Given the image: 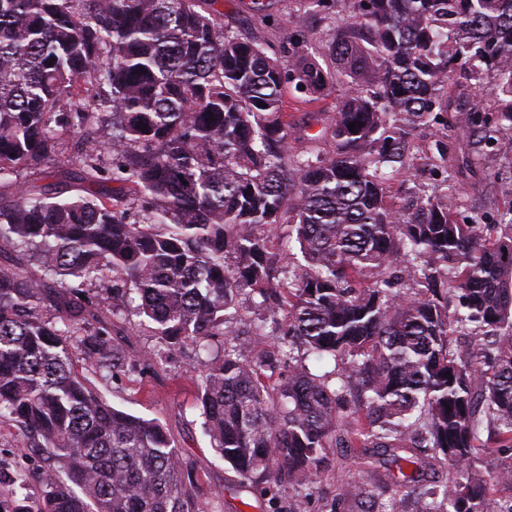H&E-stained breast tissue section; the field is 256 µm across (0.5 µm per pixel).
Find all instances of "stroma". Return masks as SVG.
<instances>
[{
    "label": "stroma",
    "instance_id": "stroma-1",
    "mask_svg": "<svg viewBox=\"0 0 512 512\" xmlns=\"http://www.w3.org/2000/svg\"><path fill=\"white\" fill-rule=\"evenodd\" d=\"M221 2L225 29L241 39L263 44L271 53L279 52L285 32L303 30L311 43L318 45L330 29L347 21L346 14L332 9L324 13L306 11L303 0H264L265 12L261 15L255 12L253 0ZM344 93V86H336L311 105L287 96L285 108L299 133L291 143L294 154L333 151L334 142L325 130ZM466 123V113L451 110L444 114L442 125L417 131L412 181L404 182L396 175L385 183L394 201L404 198L408 186L427 187L444 176L455 188L459 219L475 217L490 222L497 208L512 200V140L503 138L489 146L469 145L463 135ZM440 143L447 149V168L443 171L433 166ZM195 378L194 354L188 350L171 354L159 372L139 370L101 383L100 388L114 407L157 419L167 429L181 454L196 465L205 512H287L294 495L291 485L283 482L273 492H266L263 483L242 479L211 448L195 405ZM43 466L41 451L26 447L18 429L0 421V477L9 478L19 469L36 472ZM411 471V466L397 467L385 456L368 465L358 458L356 449H335L305 512H330L340 492L345 495L340 512H365L366 503L349 494L355 486L370 490L386 487L388 496L402 499L404 512H414L413 500L406 497L402 485L404 475Z\"/></svg>",
    "mask_w": 512,
    "mask_h": 512
}]
</instances>
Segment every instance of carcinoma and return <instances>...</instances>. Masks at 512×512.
I'll list each match as a JSON object with an SVG mask.
<instances>
[{"label":"carcinoma","mask_w":512,"mask_h":512,"mask_svg":"<svg viewBox=\"0 0 512 512\" xmlns=\"http://www.w3.org/2000/svg\"><path fill=\"white\" fill-rule=\"evenodd\" d=\"M218 3L0 0V418L47 455L39 491L0 487V512H203L162 424L92 382L140 366L134 316L151 371L192 347L211 447L244 479L288 480L289 512L336 448L413 466L430 449L448 482L405 477L416 512H512V463L477 467L512 453V201L461 223L446 180L402 205L384 188L411 177L412 132L441 123L458 69L494 75L496 110H470L467 134L512 138V0H334L352 21L330 64L294 32L288 70ZM342 79L334 151L291 154L285 93ZM66 151L79 168L50 170ZM37 169L55 182L19 181ZM285 225L299 259L270 251ZM241 294L265 311L246 332Z\"/></svg>","instance_id":"cac0c4a2"}]
</instances>
